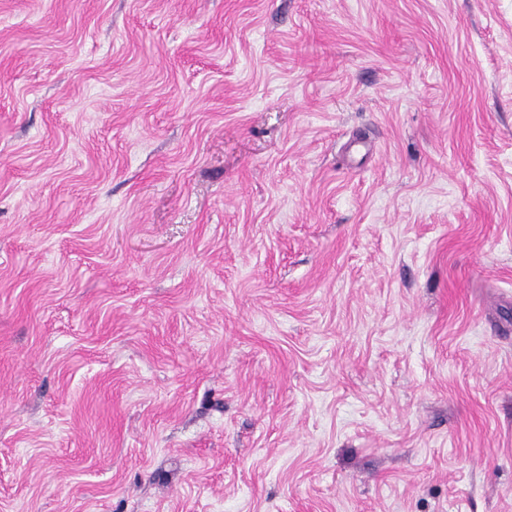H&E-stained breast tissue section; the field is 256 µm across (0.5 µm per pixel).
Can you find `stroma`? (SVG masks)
Masks as SVG:
<instances>
[{
  "label": "stroma",
  "mask_w": 512,
  "mask_h": 512,
  "mask_svg": "<svg viewBox=\"0 0 512 512\" xmlns=\"http://www.w3.org/2000/svg\"><path fill=\"white\" fill-rule=\"evenodd\" d=\"M0 512H512V0H0Z\"/></svg>",
  "instance_id": "stroma-1"
}]
</instances>
